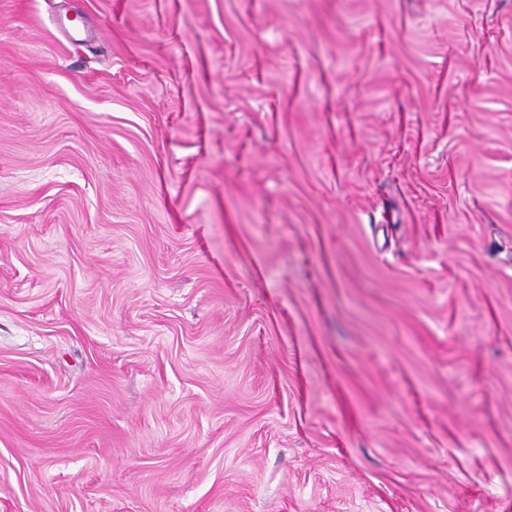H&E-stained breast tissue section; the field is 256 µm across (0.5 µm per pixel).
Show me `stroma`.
<instances>
[{"mask_svg":"<svg viewBox=\"0 0 512 512\" xmlns=\"http://www.w3.org/2000/svg\"><path fill=\"white\" fill-rule=\"evenodd\" d=\"M0 512H512V0H0Z\"/></svg>","mask_w":512,"mask_h":512,"instance_id":"obj_1","label":"stroma"}]
</instances>
